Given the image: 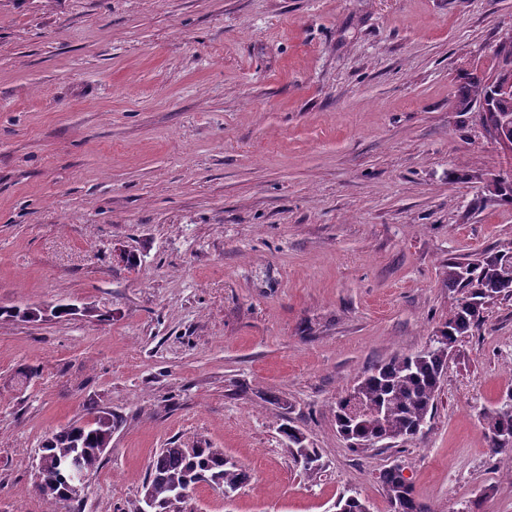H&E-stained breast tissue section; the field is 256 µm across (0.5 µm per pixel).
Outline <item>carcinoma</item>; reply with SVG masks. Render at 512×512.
Returning a JSON list of instances; mask_svg holds the SVG:
<instances>
[{
	"label": "carcinoma",
	"instance_id": "obj_1",
	"mask_svg": "<svg viewBox=\"0 0 512 512\" xmlns=\"http://www.w3.org/2000/svg\"><path fill=\"white\" fill-rule=\"evenodd\" d=\"M492 104L499 112L512 113V96L495 97L492 84L486 77L467 74L456 96L459 112H470L480 104ZM447 287L462 294L445 322V336L458 340L467 336L483 320L485 299L512 296V259L495 253L477 262L448 263ZM448 353L437 347L430 351L402 354L371 368L358 380L353 393L381 408L383 415L372 414L352 420L345 412L347 397L336 402V426L348 441H364L382 434L410 437L424 426L432 415ZM485 439L493 454H501L512 461V445L502 446L495 437L504 430L512 431V413L502 408L478 411ZM117 420L108 417L94 425L77 428L69 425L52 434L41 448L51 462L67 460L74 455L81 458L86 475L98 471L103 462L101 444L112 435ZM282 435L294 461L306 471L315 470L319 450L310 446L306 435L294 426H282ZM400 465L380 473L379 479L388 503L396 512H430L414 495L411 483L403 475ZM36 485L43 498L57 504L68 501L69 480L65 472L54 467L35 470ZM251 480L249 472L222 448L191 447L162 448L147 468L145 493L155 512H185V504L201 483L236 494ZM337 512H364L365 502L357 495L341 497Z\"/></svg>",
	"mask_w": 512,
	"mask_h": 512
}]
</instances>
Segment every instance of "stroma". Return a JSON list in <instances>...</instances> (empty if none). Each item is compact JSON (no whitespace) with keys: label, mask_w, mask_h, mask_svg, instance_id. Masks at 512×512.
Listing matches in <instances>:
<instances>
[{"label":"stroma","mask_w":512,"mask_h":512,"mask_svg":"<svg viewBox=\"0 0 512 512\" xmlns=\"http://www.w3.org/2000/svg\"><path fill=\"white\" fill-rule=\"evenodd\" d=\"M511 30L512 0H0V306L77 308L0 320V512H46L42 441L99 411L103 464L57 512H130L156 451L206 445L253 479L187 512H388L394 464L429 512H512L477 417L512 392V297L421 435L356 451L332 414L447 319L449 262L512 251L484 190L512 162L455 109ZM280 432L288 440V448L294 461L302 465L304 470L314 471L316 469L315 463L318 461V455H320L318 448L310 446L306 435L299 428L283 425Z\"/></svg>","instance_id":"35a3bbf8"}]
</instances>
